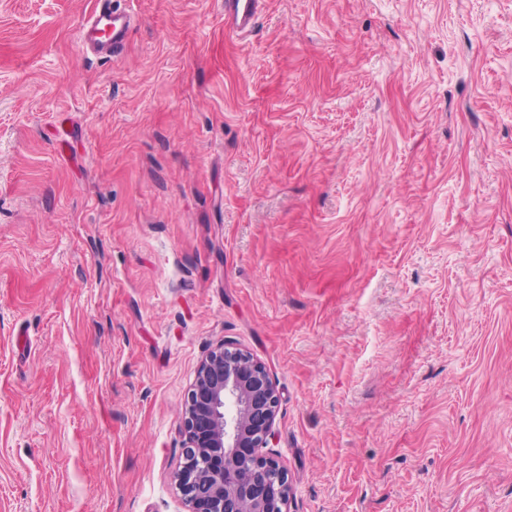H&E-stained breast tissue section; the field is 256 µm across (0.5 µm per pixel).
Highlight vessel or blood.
Returning <instances> with one entry per match:
<instances>
[{
	"mask_svg": "<svg viewBox=\"0 0 512 512\" xmlns=\"http://www.w3.org/2000/svg\"><path fill=\"white\" fill-rule=\"evenodd\" d=\"M264 0H224V29L242 37L251 33L262 11ZM137 22L131 10L113 6L112 0H97V5L81 23L78 39L85 53L101 57L120 56L128 34Z\"/></svg>",
	"mask_w": 512,
	"mask_h": 512,
	"instance_id": "b4317fda",
	"label": "vessel or blood"
}]
</instances>
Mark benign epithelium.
Segmentation results:
<instances>
[{"label": "benign epithelium", "mask_w": 512, "mask_h": 512, "mask_svg": "<svg viewBox=\"0 0 512 512\" xmlns=\"http://www.w3.org/2000/svg\"><path fill=\"white\" fill-rule=\"evenodd\" d=\"M280 396L264 364L223 341L200 361L181 419L174 476L186 512H288L286 470L263 452Z\"/></svg>", "instance_id": "7a95c632"}]
</instances>
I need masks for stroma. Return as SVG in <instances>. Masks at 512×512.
I'll use <instances>...</instances> for the list:
<instances>
[{
    "label": "stroma",
    "mask_w": 512,
    "mask_h": 512,
    "mask_svg": "<svg viewBox=\"0 0 512 512\" xmlns=\"http://www.w3.org/2000/svg\"><path fill=\"white\" fill-rule=\"evenodd\" d=\"M223 4L0 0V512H184L224 340L288 512H512V0ZM136 22L131 10L113 7L112 0H98L93 12L82 21L78 39L86 54L114 58L125 51L129 31ZM264 0H224V30L239 38L251 33L262 12Z\"/></svg>",
    "instance_id": "stroma-1"
}]
</instances>
